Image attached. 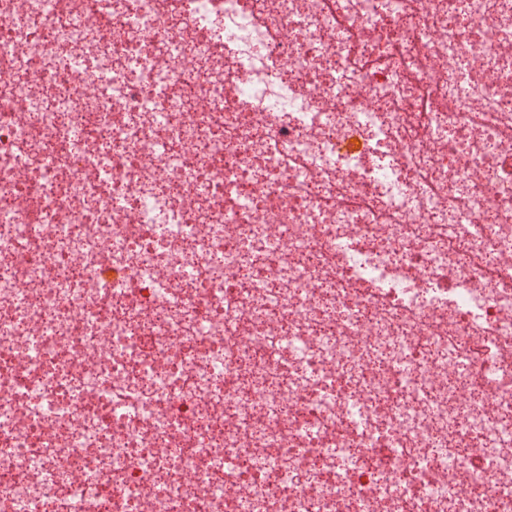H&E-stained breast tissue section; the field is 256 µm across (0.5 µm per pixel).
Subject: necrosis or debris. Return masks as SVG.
<instances>
[{
    "mask_svg": "<svg viewBox=\"0 0 512 512\" xmlns=\"http://www.w3.org/2000/svg\"><path fill=\"white\" fill-rule=\"evenodd\" d=\"M0 512H512V0H0Z\"/></svg>",
    "mask_w": 512,
    "mask_h": 512,
    "instance_id": "obj_1",
    "label": "necrosis or debris"
}]
</instances>
